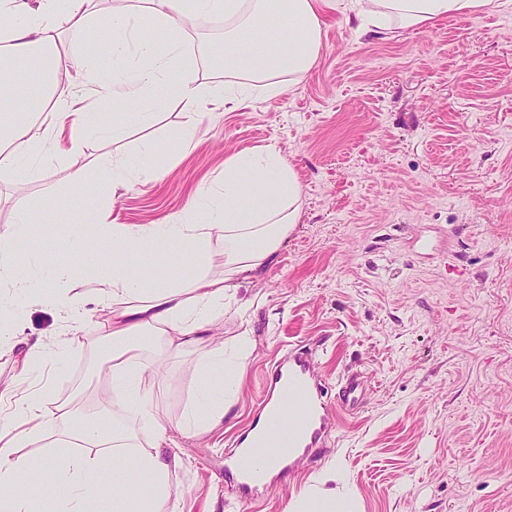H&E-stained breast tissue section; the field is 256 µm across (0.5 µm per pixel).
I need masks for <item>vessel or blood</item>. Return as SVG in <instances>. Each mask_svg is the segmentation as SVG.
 <instances>
[{
    "label": "vessel or blood",
    "instance_id": "obj_1",
    "mask_svg": "<svg viewBox=\"0 0 512 512\" xmlns=\"http://www.w3.org/2000/svg\"><path fill=\"white\" fill-rule=\"evenodd\" d=\"M338 407L353 410L366 383L345 374L336 383ZM326 384L317 377L316 360L304 348H291L268 371L250 428L237 436L225 460L224 474L252 499L292 476L305 460L327 446L335 429Z\"/></svg>",
    "mask_w": 512,
    "mask_h": 512
}]
</instances>
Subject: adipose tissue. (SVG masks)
I'll use <instances>...</instances> for the list:
<instances>
[{"mask_svg": "<svg viewBox=\"0 0 512 512\" xmlns=\"http://www.w3.org/2000/svg\"><path fill=\"white\" fill-rule=\"evenodd\" d=\"M94 0H0V180L17 182L22 169L41 160L68 133L70 153L94 136L120 135L151 124L158 111L182 106L185 120L171 135L180 147L193 141L200 123L198 104L238 106L243 84L201 88L195 80L196 53L187 47L186 24L224 20V39L210 43L208 56L223 59L226 74L267 78L270 93L281 76L302 78L321 53L323 13L331 0H128L111 17L98 16ZM492 0H349L344 23L358 33L394 28H425L451 17L469 16ZM167 35L166 53H156L143 21ZM111 34L109 62L85 56L75 38ZM69 87H62V80ZM92 84L99 96L134 104L112 124L85 112L81 88ZM301 215L300 184L280 150L267 146L242 151L224 164L220 190L200 193L195 202L164 224H105L99 252L73 251L81 265L101 267L85 280L56 267L44 252L31 210L19 209L0 232V270L26 260L43 266L51 290L36 293L17 281L0 297V352L22 345L23 316L32 301L54 308L69 328L52 346L28 347L34 367L57 366L84 346L82 326L88 303L111 305L110 322L97 331L110 345L102 379L112 394L86 418L78 434L64 425L74 414L53 385L32 384L0 392V512H37L36 498L51 500L56 512H93L91 475L117 467L129 471L117 499V512H169L176 492L170 473L177 464L170 425L156 402L164 365L186 351L196 354L197 385L183 412L179 431L194 435L219 424L237 399L244 362L252 352L249 330L214 341L208 330L215 317L248 311L254 299L240 288L272 264ZM223 251L214 271L215 251ZM189 257L192 275L168 266L171 256ZM38 445L37 460L20 448ZM344 475L330 467L293 498L286 512H353L338 487Z\"/></svg>", "mask_w": 512, "mask_h": 512, "instance_id": "1", "label": "adipose tissue"}]
</instances>
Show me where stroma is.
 Returning <instances> with one entry per match:
<instances>
[{"label": "stroma", "mask_w": 512, "mask_h": 512, "mask_svg": "<svg viewBox=\"0 0 512 512\" xmlns=\"http://www.w3.org/2000/svg\"><path fill=\"white\" fill-rule=\"evenodd\" d=\"M327 11L321 54L301 80L270 94L250 85L244 106L204 118L194 145L161 111L120 140L49 153L20 184L0 183V230L18 206L38 214L44 247L82 275L71 250L93 225L55 202L71 164L86 166L105 221L161 224L224 180L229 155L277 146L301 186V216L276 261L251 279L260 302L244 319L217 318L231 339L248 322L254 348L222 423L175 435L176 512H285L324 468L340 465L358 512H512V0L466 18L387 35H357ZM169 159L162 177L113 189L105 160H138L144 141ZM66 328L50 307L25 315L29 342ZM309 347L333 384L360 373L368 391L337 411L335 441L299 473L247 502L224 480V450L249 424L267 370ZM105 351L88 331L81 353L44 367L77 430L101 391ZM194 353L165 368L159 406L178 426L197 379Z\"/></svg>", "instance_id": "stroma-1"}]
</instances>
